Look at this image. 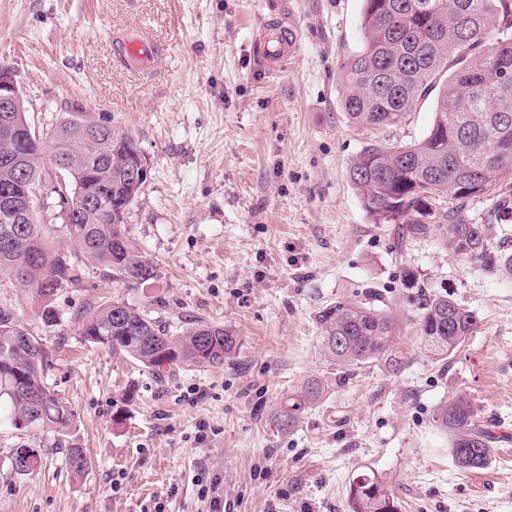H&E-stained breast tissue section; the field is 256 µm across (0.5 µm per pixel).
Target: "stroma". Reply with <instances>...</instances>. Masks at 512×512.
Listing matches in <instances>:
<instances>
[{
  "mask_svg": "<svg viewBox=\"0 0 512 512\" xmlns=\"http://www.w3.org/2000/svg\"><path fill=\"white\" fill-rule=\"evenodd\" d=\"M361 12V0H0V63L36 128L81 111L146 155L125 232L158 272L129 291L87 270L58 294L52 327L32 290L0 288L74 413L64 438L0 425V512H352L349 484L364 471L384 478L399 512H512V441L496 440L482 497L433 420L461 395L489 431L512 432V271L456 256L440 235L402 240L363 210L348 168L371 134L342 108ZM285 15L299 48L272 71L254 34ZM138 25L161 51L136 80L114 38ZM406 268L451 292L476 330L444 366L407 325L400 372L374 362L337 376L320 311L371 293L410 313ZM115 298L175 331L198 318L224 326L237 347L220 366L143 369L79 334L80 315ZM311 376L325 398L279 432L276 410ZM23 445L42 460L25 475L12 465ZM72 445L88 459L79 474Z\"/></svg>",
  "mask_w": 512,
  "mask_h": 512,
  "instance_id": "stroma-1",
  "label": "stroma"
}]
</instances>
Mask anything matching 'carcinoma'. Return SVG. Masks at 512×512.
I'll return each instance as SVG.
<instances>
[{
	"mask_svg": "<svg viewBox=\"0 0 512 512\" xmlns=\"http://www.w3.org/2000/svg\"><path fill=\"white\" fill-rule=\"evenodd\" d=\"M362 48L344 64L342 106L352 123L384 132L405 122L416 108L434 99L436 119L410 144L377 139L353 158L348 178L362 207L375 224H402V237L445 233L448 249L486 263L491 224L462 216L465 204L495 193L512 177V0H362ZM509 91H503V87ZM33 129L26 112H0V286L34 291L40 318L52 323L59 292L83 280L84 267L103 271L129 288L155 280L154 263L124 231L126 211L145 182L126 180L139 157L131 138L104 122L70 112L38 141L73 157L74 172L65 183L43 169V151L28 142L33 155L27 174L4 153V130ZM50 187L59 208L74 207V221L62 225L75 253L50 249L43 225L12 224L3 191L22 177ZM95 207L75 206L88 194ZM402 287L414 291L416 315L380 308L367 300H338L319 315V340L330 363L351 371L380 362L401 370L398 350L402 322L408 320L437 363L448 360L477 324L450 293H430L411 269ZM12 313L0 309V421L16 429L70 431L73 414L45 379L46 350L32 337L28 345ZM84 341L123 354L145 369L213 367L224 364L236 337L224 327L193 320L174 332L162 319L114 299L85 315ZM318 377L303 382L276 413V426L291 432L300 415L326 396ZM437 426L452 436V457L462 472L485 467L491 440L476 420L470 400L457 396L438 408ZM67 464L76 473L87 467L84 451L67 448ZM353 512H398L383 478L363 473L349 485Z\"/></svg>",
	"mask_w": 512,
	"mask_h": 512,
	"instance_id": "cac0c4a2",
	"label": "carcinoma"
}]
</instances>
